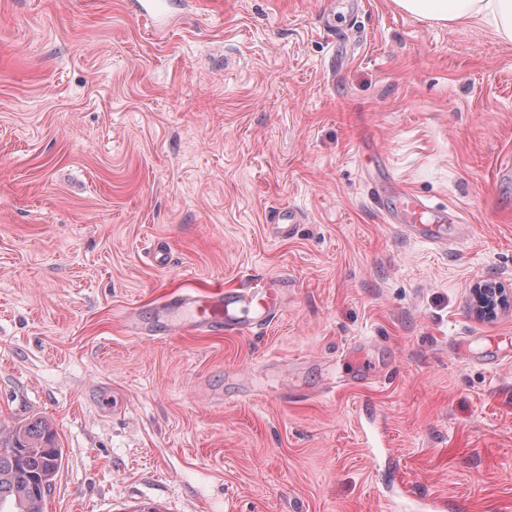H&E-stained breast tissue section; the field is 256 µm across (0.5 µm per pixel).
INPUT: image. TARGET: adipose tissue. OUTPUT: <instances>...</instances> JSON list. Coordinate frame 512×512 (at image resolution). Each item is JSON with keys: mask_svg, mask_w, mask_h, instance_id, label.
<instances>
[{"mask_svg": "<svg viewBox=\"0 0 512 512\" xmlns=\"http://www.w3.org/2000/svg\"><path fill=\"white\" fill-rule=\"evenodd\" d=\"M394 3L425 20L487 24L512 40V0H394Z\"/></svg>", "mask_w": 512, "mask_h": 512, "instance_id": "ef3b65f1", "label": "adipose tissue"}]
</instances>
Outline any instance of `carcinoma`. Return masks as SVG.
Instances as JSON below:
<instances>
[{
	"label": "carcinoma",
	"mask_w": 512,
	"mask_h": 512,
	"mask_svg": "<svg viewBox=\"0 0 512 512\" xmlns=\"http://www.w3.org/2000/svg\"><path fill=\"white\" fill-rule=\"evenodd\" d=\"M64 449L47 420L0 427V512H44Z\"/></svg>",
	"instance_id": "cac0c4a2"
}]
</instances>
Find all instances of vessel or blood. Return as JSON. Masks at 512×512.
Here are the masks:
<instances>
[{
    "label": "vessel or blood",
    "instance_id": "vessel-or-blood-1",
    "mask_svg": "<svg viewBox=\"0 0 512 512\" xmlns=\"http://www.w3.org/2000/svg\"><path fill=\"white\" fill-rule=\"evenodd\" d=\"M374 191L384 214L392 223L403 225L409 235L431 244H442L464 235L465 224L452 213L436 208L416 195L402 190L387 172L373 180ZM271 230L276 237H293L301 218L290 207L277 208ZM282 283L275 278L248 279L235 287L198 296L168 298L165 317L150 328L153 336L175 331L240 334L264 329L279 314Z\"/></svg>",
    "mask_w": 512,
    "mask_h": 512
}]
</instances>
